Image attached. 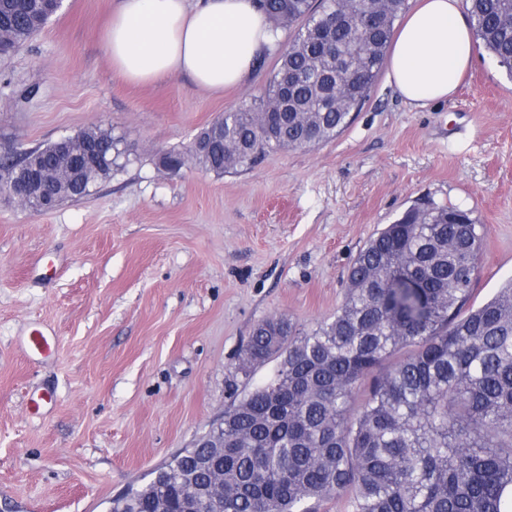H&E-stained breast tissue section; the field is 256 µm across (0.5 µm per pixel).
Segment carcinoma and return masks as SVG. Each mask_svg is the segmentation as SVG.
Here are the masks:
<instances>
[{
    "label": "carcinoma",
    "instance_id": "carcinoma-1",
    "mask_svg": "<svg viewBox=\"0 0 512 512\" xmlns=\"http://www.w3.org/2000/svg\"><path fill=\"white\" fill-rule=\"evenodd\" d=\"M273 31L303 22L263 97L196 135L197 162L245 171L267 153L335 138L363 107L405 0H256ZM477 38L512 78V4L467 0ZM56 14L53 0H0V37L26 43ZM300 83L282 112V82ZM101 161L86 190L130 162L102 129L73 136ZM55 190L74 174L55 161ZM472 211L421 203L359 252L341 306L299 331L260 322L241 372L279 360L273 377L224 411L222 448H184L111 512H181L194 495L211 512H317L342 495L354 512H512V282L471 304L482 246Z\"/></svg>",
    "mask_w": 512,
    "mask_h": 512
}]
</instances>
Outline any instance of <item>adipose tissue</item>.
I'll return each mask as SVG.
<instances>
[{"mask_svg":"<svg viewBox=\"0 0 512 512\" xmlns=\"http://www.w3.org/2000/svg\"><path fill=\"white\" fill-rule=\"evenodd\" d=\"M253 0H119L104 33L113 73L135 84L185 74L221 90L243 83L271 47ZM474 57L458 0H419L392 38L388 78L405 102L448 98Z\"/></svg>","mask_w":512,"mask_h":512,"instance_id":"ef3b65f1","label":"adipose tissue"}]
</instances>
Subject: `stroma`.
<instances>
[{"mask_svg":"<svg viewBox=\"0 0 512 512\" xmlns=\"http://www.w3.org/2000/svg\"><path fill=\"white\" fill-rule=\"evenodd\" d=\"M116 4L63 0L0 56V155L89 128L132 151L53 211L0 195V512H109L273 375L238 370L256 324L333 316L359 251L410 206L482 224L476 302L512 280V78L483 45L447 99L411 106L383 70L333 140L245 172H172L158 157L264 95L278 56L221 92L132 85L102 44ZM36 329L49 354L25 349Z\"/></svg>","mask_w":512,"mask_h":512,"instance_id":"stroma-1","label":"stroma"}]
</instances>
